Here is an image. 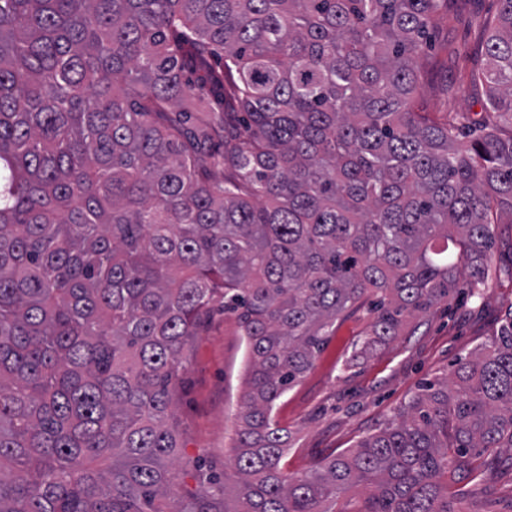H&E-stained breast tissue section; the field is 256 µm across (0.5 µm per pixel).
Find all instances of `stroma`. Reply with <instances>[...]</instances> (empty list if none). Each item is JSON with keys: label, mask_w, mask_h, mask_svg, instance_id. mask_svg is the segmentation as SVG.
Segmentation results:
<instances>
[{"label": "stroma", "mask_w": 512, "mask_h": 512, "mask_svg": "<svg viewBox=\"0 0 512 512\" xmlns=\"http://www.w3.org/2000/svg\"><path fill=\"white\" fill-rule=\"evenodd\" d=\"M497 8V0H474L449 24L448 69L430 81V109L479 119L481 106L466 74L485 61L476 52L482 20ZM493 238L490 278L478 294L438 305L410 335L353 368L345 363L367 320L359 315L337 326L314 367L274 407L289 433V475L311 473L354 448L392 419L423 382L445 377L453 364L492 340L512 312V224L494 225ZM246 368L245 338L235 318L215 314L194 338L175 387L182 455L203 460L206 472L232 470ZM485 460L477 478L449 483V491L461 493L459 512H512V448L495 449Z\"/></svg>", "instance_id": "obj_1"}]
</instances>
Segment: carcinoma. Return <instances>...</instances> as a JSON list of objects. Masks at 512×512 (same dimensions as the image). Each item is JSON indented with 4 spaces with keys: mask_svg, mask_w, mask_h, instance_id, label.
I'll return each mask as SVG.
<instances>
[{
    "mask_svg": "<svg viewBox=\"0 0 512 512\" xmlns=\"http://www.w3.org/2000/svg\"><path fill=\"white\" fill-rule=\"evenodd\" d=\"M471 0H0V512H453L512 448V312L355 449L298 478L275 402L362 310L359 354L489 273L512 135L425 101ZM484 22L512 120V0ZM217 311L248 346L231 475L181 497L174 389Z\"/></svg>",
    "mask_w": 512,
    "mask_h": 512,
    "instance_id": "cac0c4a2",
    "label": "carcinoma"
}]
</instances>
